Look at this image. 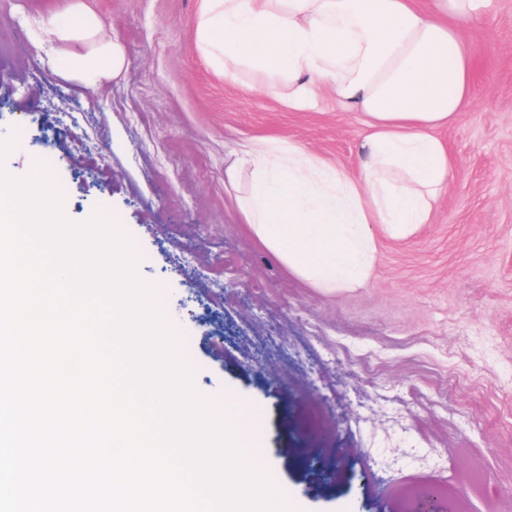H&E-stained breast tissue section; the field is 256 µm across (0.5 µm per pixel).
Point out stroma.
<instances>
[{
	"label": "stroma",
	"mask_w": 512,
	"mask_h": 512,
	"mask_svg": "<svg viewBox=\"0 0 512 512\" xmlns=\"http://www.w3.org/2000/svg\"><path fill=\"white\" fill-rule=\"evenodd\" d=\"M65 0H0V134L7 172L49 164L84 222L103 207L140 248L204 395L234 392L264 466L304 512H424L405 485L448 482L470 512H512V0L467 37L474 100L439 130L457 173L433 221L377 244L366 286L327 291L249 234L224 170L255 138L358 170L355 113L291 112L197 44L201 0H87L124 48L85 91L42 65L39 20Z\"/></svg>",
	"instance_id": "obj_1"
}]
</instances>
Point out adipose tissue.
<instances>
[{
  "mask_svg": "<svg viewBox=\"0 0 512 512\" xmlns=\"http://www.w3.org/2000/svg\"><path fill=\"white\" fill-rule=\"evenodd\" d=\"M204 2L203 52L265 74L289 111L315 110L326 94L358 113V176L295 144L274 153L262 139L235 151L226 175L234 183L249 173L241 219L290 274L328 290L365 284L378 238L431 223L455 172L435 131L471 102L474 58L463 26L492 0ZM39 43L49 71L86 90L124 64L122 47L84 0L51 14Z\"/></svg>",
  "mask_w": 512,
  "mask_h": 512,
  "instance_id": "ef3b65f1",
  "label": "adipose tissue"
}]
</instances>
